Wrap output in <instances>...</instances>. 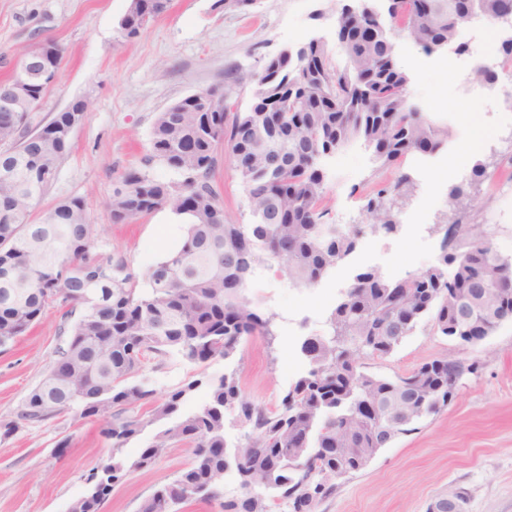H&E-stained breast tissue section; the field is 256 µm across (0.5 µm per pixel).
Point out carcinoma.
Listing matches in <instances>:
<instances>
[{
	"label": "carcinoma",
	"mask_w": 512,
	"mask_h": 512,
	"mask_svg": "<svg viewBox=\"0 0 512 512\" xmlns=\"http://www.w3.org/2000/svg\"><path fill=\"white\" fill-rule=\"evenodd\" d=\"M480 17L491 23L512 18V0H427L414 12L398 0L396 27L425 53L456 39L459 28ZM365 18H336L345 64L327 48L320 66L267 62L245 112H182L188 97L157 115L152 157L183 180L162 182L139 171L120 176L108 207L114 220H135L167 208L187 224L179 246L150 268L148 287L121 257L93 252V228L84 201L74 197L28 221L56 178L79 112H58L45 121L40 105L26 112H0V350L36 324L47 308L76 317L56 361L24 399L16 419L0 421L9 436L19 424H40L63 413L91 418L112 408L103 430L117 451L138 436L143 411L174 424L156 434L131 459L112 458L111 474L82 512H100L112 489L131 471L148 468L171 445L193 448L188 467L147 497L140 512H178L197 501H218L221 512H317L335 494L336 474L367 464L365 449H380L416 430L423 418L448 406L455 362L433 359L406 376L365 373L359 360L390 355L423 320L432 333L489 336L512 321V259L492 257L489 239L456 213L470 191L448 187L454 218L442 231L440 264L393 280L367 268L329 317V333L304 340L310 369L269 411L245 398L234 375L208 381L210 401L191 414L185 399L202 380L160 395L141 375L145 362L176 352L203 366L234 355L255 337L272 344L275 315L245 294L260 251L283 265L298 288H313L357 248L364 225L328 222L331 198L322 159L355 140L378 164L363 209L372 232L399 231V212L413 183L406 174L390 183L382 170L417 156L416 145L436 151L448 129L409 101V77L398 64L393 35L369 38ZM224 145L245 186L253 222L224 221V201L212 183L216 150ZM401 409L407 419L389 425ZM251 426L234 459L224 452V412ZM242 492L211 491L229 468ZM328 479L314 499L302 487Z\"/></svg>",
	"instance_id": "carcinoma-1"
}]
</instances>
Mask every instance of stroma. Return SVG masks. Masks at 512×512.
<instances>
[{"label":"stroma","mask_w":512,"mask_h":512,"mask_svg":"<svg viewBox=\"0 0 512 512\" xmlns=\"http://www.w3.org/2000/svg\"><path fill=\"white\" fill-rule=\"evenodd\" d=\"M129 0H0V81L6 79L33 41L50 40L62 50L57 80L40 114L52 117L78 101L87 110L71 135V147L45 197L46 204L78 197L95 217L94 249L120 255L138 274L173 251L186 225L160 209L132 222L115 223L107 207L120 175L130 169L151 178L177 181L165 164L150 160L153 125L158 113L201 90L223 93L238 110L251 102L255 77L265 61L284 45L313 36L326 40L335 61L338 0H258L249 11H225L222 0H170L163 15L136 37L122 35L119 22ZM401 67L410 78L411 104L447 127L448 137L432 154L403 169L388 168L395 180L412 178L413 197L400 211L402 231L385 236L365 232L356 252L316 287L288 286L283 266L259 253L257 267L270 282L247 288V295L275 316V340L255 338L229 359L200 367L178 356L149 361L146 369L158 393L190 380L235 373L242 394L268 410L308 368L303 341L329 330L328 318L355 274L376 268L399 279L438 262L435 225L448 216L447 189L462 183L476 162L491 172L512 174V158L499 149L460 151L462 139H477L483 102L469 105L470 119L457 109L459 50L449 44L427 55L403 33H395ZM328 195L333 216L355 224L370 223L360 195L376 166L360 143L329 162ZM214 184L224 200V219L251 221L248 194L234 170L227 148H219ZM472 221L492 248L512 257V215L501 212L493 185L473 186ZM69 326L58 308L0 353V420L15 418L29 391L58 356ZM445 357L466 364L448 406L423 419L416 431L393 439L368 466L338 480L336 493L318 512H426L436 498L454 489L468 496L467 512H512V322L503 323L475 347L464 348L420 324L384 358L365 357L364 371L381 377L403 376L424 362ZM111 411L90 419L61 415L37 426L23 425L0 439V512H68L86 490L92 469L111 459L112 442L103 435ZM67 439L64 454L55 444ZM192 460V450L173 444L152 467L132 472L116 486L101 512H139L145 498L170 482Z\"/></svg>","instance_id":"stroma-1"}]
</instances>
